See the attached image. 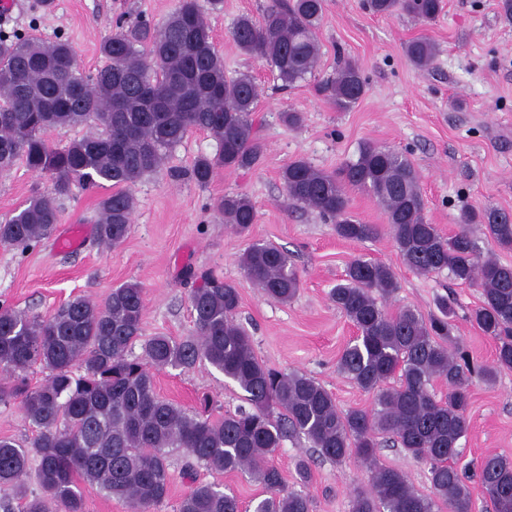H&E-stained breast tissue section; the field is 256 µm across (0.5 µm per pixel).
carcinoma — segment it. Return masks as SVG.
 <instances>
[{"label": "carcinoma", "instance_id": "obj_1", "mask_svg": "<svg viewBox=\"0 0 512 512\" xmlns=\"http://www.w3.org/2000/svg\"><path fill=\"white\" fill-rule=\"evenodd\" d=\"M379 16L404 12L424 25L434 22L443 0H371ZM325 0H273L258 18L237 19L231 38L262 60L282 88L313 74ZM416 67L432 65L435 42L425 35L404 46ZM105 64L78 70L65 40L0 32V169L18 159L48 174L52 191L35 194L26 207L0 222V244L29 247L49 238L60 221L57 198L75 183L112 193L99 201L97 236L113 246L129 234L134 187L163 163L166 152L193 130L219 145L214 157L195 160L188 177L200 186L216 170L251 169L263 146L254 129L259 90L253 76L229 77L224 58L198 0L179 5L159 29L147 22L118 24L100 44ZM318 93L348 111L367 92L359 67L341 63ZM93 120L103 128L64 147L45 133ZM288 196L334 223L344 240L377 234L348 213L347 189L370 194L383 208L389 235L404 263L420 275L448 271L476 288L480 304L471 320L497 342L492 379L512 372V265L481 249L469 225H485L487 244L512 249V216L471 208L458 231L441 235L424 215L421 175L399 153L366 142L358 158L329 172L303 158L280 174ZM224 223L239 231L255 221L244 194L214 202ZM245 275L270 299L287 303L297 294L298 271L289 253L256 241L239 257ZM398 290L390 267L375 259L349 262L330 299L357 330L338 361L341 374L373 395L369 410L341 411L314 379L261 363L252 337L235 322L238 289L204 275L189 292L194 332L180 339L142 338L145 310L140 284L124 283L100 302L75 297L54 313L29 316L0 307V404L17 401L35 428L25 444L0 439V512H84L81 484L128 503L130 512H154L168 495L169 456L183 453L186 467L245 472L263 488L253 512H311V500L285 488L274 453L283 442L305 438L318 455L341 465L354 460L370 470L369 489L356 492L349 512H474L473 493L457 466L459 442L469 428L470 370L451 353L454 311L442 301L429 318L411 307L389 312L383 300ZM140 345L141 354H132ZM207 363L232 380L247 406L213 420L210 400L199 398L190 414L155 393L154 372ZM39 365L47 378L31 385L24 372ZM446 386L437 395L435 383ZM389 435L428 466L431 494L414 490L397 469L377 462L378 435ZM34 481L38 493L26 495ZM480 484L494 512H512V461L489 456ZM177 512H241L237 498L209 483H193Z\"/></svg>", "mask_w": 512, "mask_h": 512}]
</instances>
